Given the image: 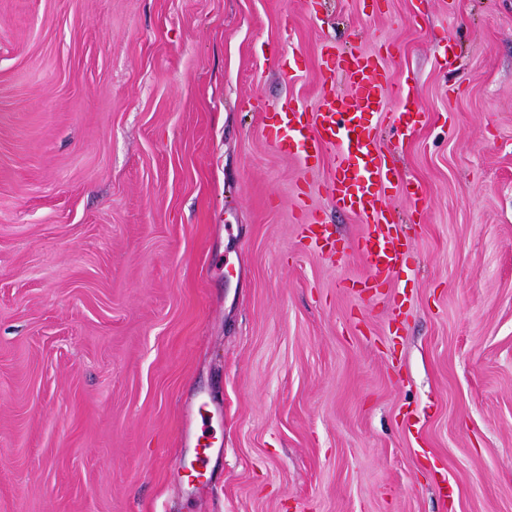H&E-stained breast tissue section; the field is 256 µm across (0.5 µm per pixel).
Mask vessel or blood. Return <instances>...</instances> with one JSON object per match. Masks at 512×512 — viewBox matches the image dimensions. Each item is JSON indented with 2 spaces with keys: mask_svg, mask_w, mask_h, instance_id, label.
Listing matches in <instances>:
<instances>
[{
  "mask_svg": "<svg viewBox=\"0 0 512 512\" xmlns=\"http://www.w3.org/2000/svg\"><path fill=\"white\" fill-rule=\"evenodd\" d=\"M326 72L344 77L348 91L323 93L319 108L305 112L292 102L273 107L265 124L280 139L282 152L315 162L333 151L336 162L324 181L336 204L355 215L366 230L356 242L368 273L362 284L377 287L405 261L403 243L392 231L394 215L388 206L395 170L388 165L371 124L386 109V98L411 101V85L394 84L379 56L345 53L331 46L321 49Z\"/></svg>",
  "mask_w": 512,
  "mask_h": 512,
  "instance_id": "1",
  "label": "vessel or blood"
}]
</instances>
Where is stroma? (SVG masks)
<instances>
[{
  "instance_id": "1",
  "label": "stroma",
  "mask_w": 512,
  "mask_h": 512,
  "mask_svg": "<svg viewBox=\"0 0 512 512\" xmlns=\"http://www.w3.org/2000/svg\"><path fill=\"white\" fill-rule=\"evenodd\" d=\"M325 45L422 114L376 293L263 122ZM0 512H512V0H0Z\"/></svg>"
}]
</instances>
